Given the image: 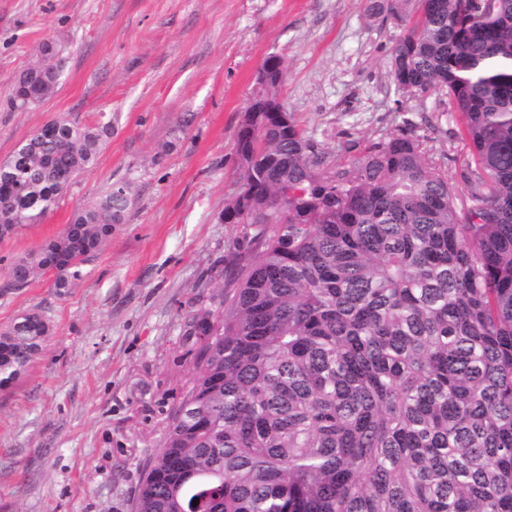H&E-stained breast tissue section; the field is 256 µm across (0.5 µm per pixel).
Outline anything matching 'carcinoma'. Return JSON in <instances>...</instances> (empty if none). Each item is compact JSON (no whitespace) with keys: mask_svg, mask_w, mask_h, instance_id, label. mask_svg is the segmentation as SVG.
<instances>
[{"mask_svg":"<svg viewBox=\"0 0 512 512\" xmlns=\"http://www.w3.org/2000/svg\"><path fill=\"white\" fill-rule=\"evenodd\" d=\"M412 22L392 52L397 93L436 96L469 149L448 180L414 124L343 159L289 112L246 109L252 183L218 307L189 311L195 350L175 413L141 466L131 512H512V0H390ZM0 165V225L33 224L96 159L112 122L65 118ZM9 266V284L82 278L128 184ZM11 374L29 362L15 326ZM198 505H192L193 500Z\"/></svg>","mask_w":512,"mask_h":512,"instance_id":"carcinoma-1","label":"carcinoma"}]
</instances>
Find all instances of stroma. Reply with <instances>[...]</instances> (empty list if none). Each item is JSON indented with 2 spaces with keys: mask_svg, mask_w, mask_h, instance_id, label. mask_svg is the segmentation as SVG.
<instances>
[{
  "mask_svg": "<svg viewBox=\"0 0 512 512\" xmlns=\"http://www.w3.org/2000/svg\"><path fill=\"white\" fill-rule=\"evenodd\" d=\"M369 0H0V163L65 117L112 131L95 163L39 221L0 237V330L36 310L39 354L0 389V512H130L140 466L158 448L193 375L190 310H213L228 244L222 219L240 190L235 133L263 60L278 55L280 97L332 151L397 131L445 156L459 182L467 146L452 112L407 99L390 57L406 25L367 16ZM66 45L56 93L25 111L10 81ZM115 182L133 201L83 278L57 295L51 274L8 288L9 263L36 251Z\"/></svg>",
  "mask_w": 512,
  "mask_h": 512,
  "instance_id": "35a3bbf8",
  "label": "stroma"
}]
</instances>
